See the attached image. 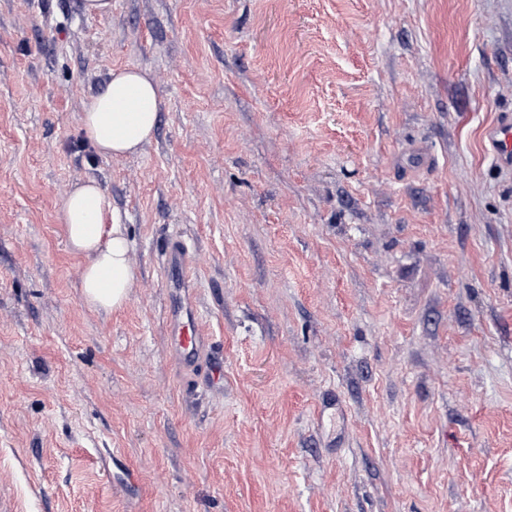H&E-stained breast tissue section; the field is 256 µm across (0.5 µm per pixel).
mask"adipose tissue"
Masks as SVG:
<instances>
[{"instance_id":"obj_1","label":"adipose tissue","mask_w":512,"mask_h":512,"mask_svg":"<svg viewBox=\"0 0 512 512\" xmlns=\"http://www.w3.org/2000/svg\"><path fill=\"white\" fill-rule=\"evenodd\" d=\"M160 109L148 70L128 66L112 71L105 88L85 102L80 128L100 155L134 153L153 139ZM111 212V197L89 180L68 195L59 217L69 249L83 260V300L104 312L123 307L135 278L125 232L105 225Z\"/></svg>"}]
</instances>
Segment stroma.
<instances>
[{"instance_id": "obj_1", "label": "stroma", "mask_w": 512, "mask_h": 512, "mask_svg": "<svg viewBox=\"0 0 512 512\" xmlns=\"http://www.w3.org/2000/svg\"><path fill=\"white\" fill-rule=\"evenodd\" d=\"M127 66L155 136L93 156L83 104ZM506 108L512 0H0L11 512H512ZM89 179L132 244L107 314L56 218ZM177 311L221 383L170 358ZM512 111H501L485 131L496 164L504 169L512 168ZM165 254L167 270H175L183 279H188L191 274V256L189 248L179 239L168 244Z\"/></svg>"}]
</instances>
